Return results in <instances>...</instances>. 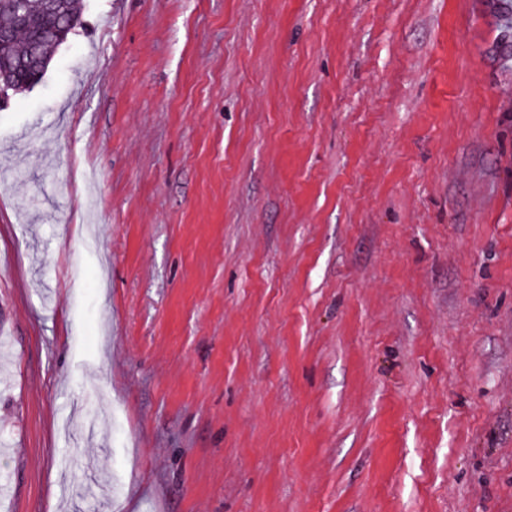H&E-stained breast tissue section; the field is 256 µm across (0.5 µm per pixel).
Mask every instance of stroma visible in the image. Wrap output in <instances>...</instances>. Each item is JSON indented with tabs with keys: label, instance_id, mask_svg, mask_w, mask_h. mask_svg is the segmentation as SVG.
I'll use <instances>...</instances> for the list:
<instances>
[{
	"label": "stroma",
	"instance_id": "1",
	"mask_svg": "<svg viewBox=\"0 0 512 512\" xmlns=\"http://www.w3.org/2000/svg\"><path fill=\"white\" fill-rule=\"evenodd\" d=\"M0 100V512H512V0H82Z\"/></svg>",
	"mask_w": 512,
	"mask_h": 512
}]
</instances>
